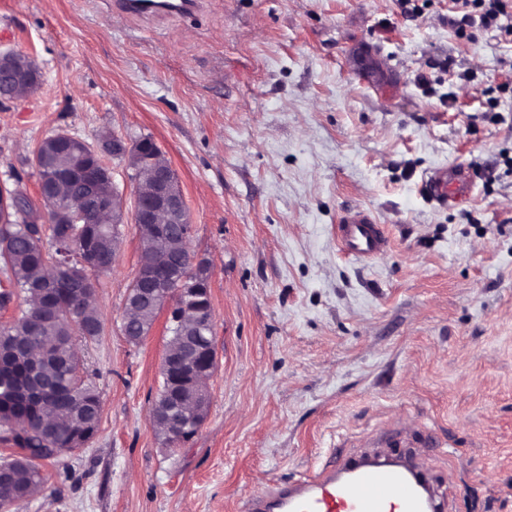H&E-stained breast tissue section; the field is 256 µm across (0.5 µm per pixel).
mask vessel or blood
<instances>
[{
	"instance_id": "b4317fda",
	"label": "vessel or blood",
	"mask_w": 512,
	"mask_h": 512,
	"mask_svg": "<svg viewBox=\"0 0 512 512\" xmlns=\"http://www.w3.org/2000/svg\"><path fill=\"white\" fill-rule=\"evenodd\" d=\"M201 6L202 0H112L115 14L144 20L187 16ZM422 189L445 205L473 185L466 168L452 165L429 171ZM336 235L346 254L356 259L375 257L388 247L382 225L361 207L344 212ZM244 512H447V507L419 464L359 453L296 482L249 495Z\"/></svg>"
}]
</instances>
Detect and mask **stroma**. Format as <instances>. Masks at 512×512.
<instances>
[{
	"label": "stroma",
	"mask_w": 512,
	"mask_h": 512,
	"mask_svg": "<svg viewBox=\"0 0 512 512\" xmlns=\"http://www.w3.org/2000/svg\"><path fill=\"white\" fill-rule=\"evenodd\" d=\"M206 0L143 21L109 0H0V50L43 72L0 106V182L38 200L33 152L59 131L151 138L177 175L190 249L211 263L216 368L199 432L163 444L150 411L164 320L121 331L139 261L120 227L83 344L102 401L87 448L47 460L10 512H242L249 493L353 448L420 452L450 512H512V41L459 38L453 0ZM470 166L471 196L420 190ZM369 208L389 237L336 241ZM337 238L349 257L368 259L387 250L388 238L372 213L357 207L346 210L336 227Z\"/></svg>",
	"instance_id": "1"
}]
</instances>
